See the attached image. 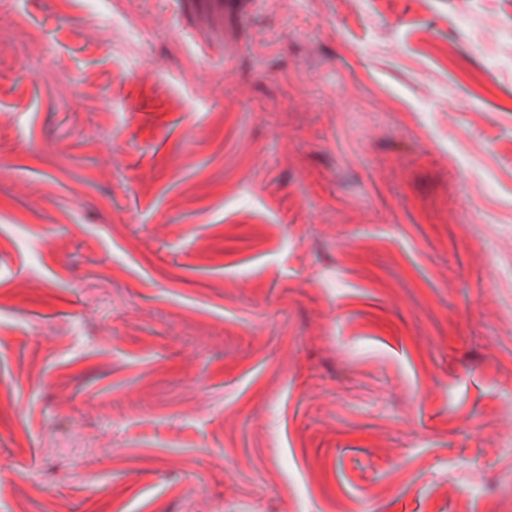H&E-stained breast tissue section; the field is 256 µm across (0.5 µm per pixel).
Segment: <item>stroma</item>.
<instances>
[{
	"instance_id": "stroma-1",
	"label": "stroma",
	"mask_w": 512,
	"mask_h": 512,
	"mask_svg": "<svg viewBox=\"0 0 512 512\" xmlns=\"http://www.w3.org/2000/svg\"><path fill=\"white\" fill-rule=\"evenodd\" d=\"M0 512H512V0H0Z\"/></svg>"
}]
</instances>
